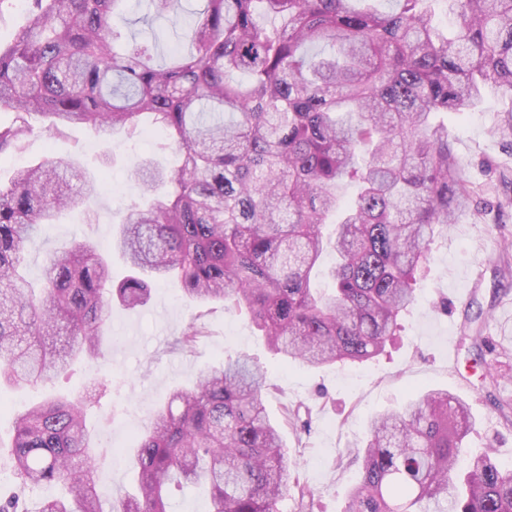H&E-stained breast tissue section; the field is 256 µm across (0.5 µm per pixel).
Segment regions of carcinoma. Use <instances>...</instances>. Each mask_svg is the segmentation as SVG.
Returning <instances> with one entry per match:
<instances>
[{"label":"carcinoma","mask_w":512,"mask_h":512,"mask_svg":"<svg viewBox=\"0 0 512 512\" xmlns=\"http://www.w3.org/2000/svg\"><path fill=\"white\" fill-rule=\"evenodd\" d=\"M123 2L32 0L0 46V109L15 113L0 158L24 148L36 116L53 137L77 124L133 135L146 118L179 154L170 169L131 171L144 191L170 192L120 225L112 247L130 275L116 286L84 241L53 253L39 284L26 276L28 246L96 181L51 154L0 187V382L37 387L75 359H103L113 303L143 306L173 279L193 301L245 314L280 357L320 368L381 355L436 234L474 201L441 115L489 88L512 95V0H199L189 47L169 64L155 62V38L120 42ZM441 2L449 30L435 22ZM333 214L325 290L316 273ZM265 387L245 358L175 387L139 434L134 490L117 502L97 490L85 415L98 397L19 412L7 456L21 489L67 487L39 512H168L173 483L206 484L213 512H280L291 486L312 509ZM472 426L443 389L371 419L346 512H512V471L493 449L457 470Z\"/></svg>","instance_id":"obj_1"}]
</instances>
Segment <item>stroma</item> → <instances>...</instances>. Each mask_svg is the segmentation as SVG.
Listing matches in <instances>:
<instances>
[{
    "label": "stroma",
    "mask_w": 512,
    "mask_h": 512,
    "mask_svg": "<svg viewBox=\"0 0 512 512\" xmlns=\"http://www.w3.org/2000/svg\"><path fill=\"white\" fill-rule=\"evenodd\" d=\"M127 3L130 23L123 27V36L140 37L152 30L161 49L184 44L183 19H151L150 0ZM510 114L512 97L496 90L469 112L448 114V139L461 172L480 194L436 238L427 276L416 286V300L403 315L396 340L378 360L318 369L282 363L243 314L221 304L191 301L176 283L153 289L146 306L114 308L105 366L109 392L87 416L88 427L106 451L97 476L99 493L116 499L132 490L133 476L120 449L135 445L139 430L175 386L188 385L201 369L230 357L267 368L265 404L271 418L281 420L288 404L310 419V430H285L284 440L315 492L314 512H344L359 466L338 464L339 454L363 439L372 416L404 406L422 390L445 389L463 399L474 420L464 441L466 454L494 449L496 460L512 470V422L487 399L483 369L470 361L462 342L472 306L492 313L486 336H512V143L496 132L501 118ZM162 141L158 132L142 138L72 126L62 137L52 138L37 128L21 153L0 163V185L8 183L15 168L50 153L70 156L78 171L103 179L98 196L62 212L30 249L27 274L32 282L40 281L50 253L72 240L111 241L132 206L143 200L129 178L133 164L150 154L162 164L175 163L176 153L162 149ZM195 318L205 325L206 335L194 347L180 348L177 339ZM97 376L94 366L77 361L35 390L1 384L0 445L11 441L16 410L53 396H80Z\"/></svg>",
    "instance_id": "1"
}]
</instances>
